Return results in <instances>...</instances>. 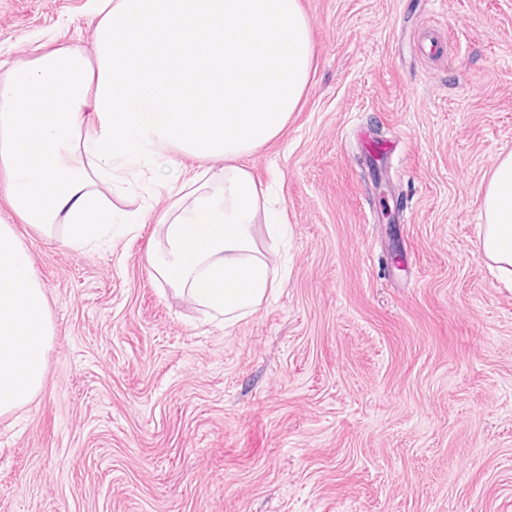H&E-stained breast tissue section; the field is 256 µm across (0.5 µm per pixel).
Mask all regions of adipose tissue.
Returning <instances> with one entry per match:
<instances>
[{
	"instance_id": "1",
	"label": "adipose tissue",
	"mask_w": 512,
	"mask_h": 512,
	"mask_svg": "<svg viewBox=\"0 0 512 512\" xmlns=\"http://www.w3.org/2000/svg\"><path fill=\"white\" fill-rule=\"evenodd\" d=\"M93 54L47 47L0 59V187L22 223L75 247L133 233L111 194L173 150L202 171L170 201L146 264L156 281L225 324L283 282L254 237L287 231L245 164L307 90L310 26L299 0H98ZM219 170H212V163ZM482 251L512 282V152L483 188ZM54 337L48 301L13 225L0 224V416L30 401Z\"/></svg>"
}]
</instances>
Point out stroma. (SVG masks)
Listing matches in <instances>:
<instances>
[{
	"label": "stroma",
	"instance_id": "obj_1",
	"mask_svg": "<svg viewBox=\"0 0 512 512\" xmlns=\"http://www.w3.org/2000/svg\"><path fill=\"white\" fill-rule=\"evenodd\" d=\"M314 69L247 157L290 235L281 288L232 325L155 281L132 235L77 249L16 224L55 338L0 416V512H512V288L482 186L512 152V0H300ZM96 0H0V56L93 46ZM450 41L425 57L422 37ZM393 142L382 181L367 139Z\"/></svg>",
	"mask_w": 512,
	"mask_h": 512
}]
</instances>
